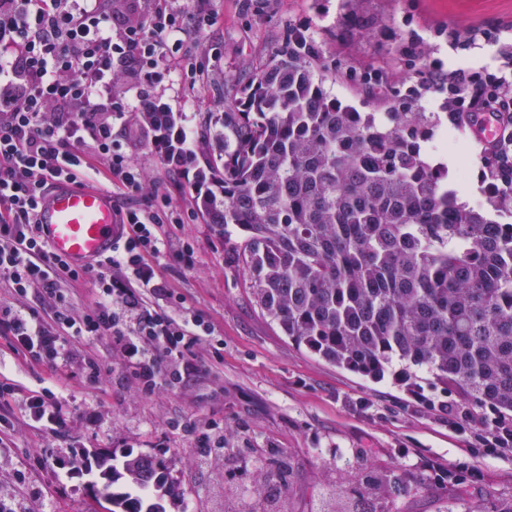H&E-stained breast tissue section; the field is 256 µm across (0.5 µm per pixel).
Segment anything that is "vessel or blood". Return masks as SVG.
I'll return each instance as SVG.
<instances>
[{
  "label": "vessel or blood",
  "instance_id": "obj_1",
  "mask_svg": "<svg viewBox=\"0 0 512 512\" xmlns=\"http://www.w3.org/2000/svg\"><path fill=\"white\" fill-rule=\"evenodd\" d=\"M39 233L72 267L111 255L124 232L110 192L72 182L56 183L38 211Z\"/></svg>",
  "mask_w": 512,
  "mask_h": 512
}]
</instances>
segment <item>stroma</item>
<instances>
[{
	"mask_svg": "<svg viewBox=\"0 0 512 512\" xmlns=\"http://www.w3.org/2000/svg\"><path fill=\"white\" fill-rule=\"evenodd\" d=\"M205 3L216 22L188 46L205 66L198 90L178 73L153 89V100L173 113L178 124L205 129L197 150H224V113L235 111L239 88L269 62L299 24H307L325 69L324 89L360 112H386L399 91L415 84L426 58L446 65L478 67L492 62L496 46L453 47L449 31L497 28L512 47V0H362L359 15L342 0H182L191 10ZM376 19L363 26L360 16ZM120 138L148 180L169 181L173 203L184 213L179 224L162 225L170 248L189 240L195 264L185 268L163 261V274L186 304L214 327L224 342V361L204 366L181 389L141 394L109 340L78 343L73 358L57 375L11 353L0 338V366L23 386H48L70 414L62 429L46 434L31 427L19 405H12L14 430L0 443V501L18 512H95L96 491L104 484L96 455L131 448L162 459L178 493L163 499L166 512H224V473L236 459L201 463L192 437L170 429L190 419L198 428L223 422L230 448H292L302 489L297 512H314L318 486L338 454L371 448L380 463L412 472L428 464L452 467L470 461L481 480L512 491V452L473 456L467 435L456 432L453 416L429 404V389L405 392L391 379L372 381L333 366L283 336L254 303L246 276L228 247L235 231L196 210L197 201L167 171L157 148L134 127ZM433 162L453 158L448 188L472 201L483 198L481 159L476 142L456 143L430 154ZM103 366L97 384L83 378L85 354ZM83 451L92 469L67 485L55 483L34 457L69 448Z\"/></svg>",
	"mask_w": 512,
	"mask_h": 512,
	"instance_id": "1",
	"label": "stroma"
}]
</instances>
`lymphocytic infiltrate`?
Listing matches in <instances>:
<instances>
[{
  "mask_svg": "<svg viewBox=\"0 0 512 512\" xmlns=\"http://www.w3.org/2000/svg\"><path fill=\"white\" fill-rule=\"evenodd\" d=\"M204 10L187 12L170 0H0V281L13 297L39 289L49 308L0 305V337L14 354L51 369L67 366L72 346L106 339L121 354L144 394L175 388L200 368L202 337L214 328L170 288L161 260L195 264L185 242L169 250L160 225L174 223L166 182L146 180L123 144L115 121L151 111L150 92L166 73L188 84L202 74L184 39L214 24ZM137 93L116 96V73ZM447 96L449 111L471 122L487 115L512 124V60L445 70L434 60L422 84ZM96 176L122 190L116 220L127 227L111 256L93 269L92 302L76 313L64 282L84 273L69 267L36 232L38 208L58 181ZM19 399L34 427L56 432L66 406L47 387L20 390L0 372V440L13 429L8 406Z\"/></svg>",
  "mask_w": 512,
  "mask_h": 512,
  "instance_id": "f902f5d3",
  "label": "lymphocytic infiltrate"
}]
</instances>
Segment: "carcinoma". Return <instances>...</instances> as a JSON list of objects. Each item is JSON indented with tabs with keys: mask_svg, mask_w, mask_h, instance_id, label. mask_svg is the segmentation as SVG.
<instances>
[{
	"mask_svg": "<svg viewBox=\"0 0 512 512\" xmlns=\"http://www.w3.org/2000/svg\"><path fill=\"white\" fill-rule=\"evenodd\" d=\"M288 41L224 113V155L187 161L213 190L198 197L213 224L243 234L236 261L263 316L311 354L379 380L421 370L455 394L512 421V175L482 165L479 206L448 190L426 144L439 117L413 107L357 112L329 96L314 51ZM168 146L176 121L153 112ZM267 469L248 512H295L293 452L255 457ZM108 512H164L152 498L174 489L162 465L131 451L97 460ZM124 491H109L118 483ZM438 485V512H512V492L482 486L461 462L414 472L375 463L371 448L336 456L317 512H393Z\"/></svg>",
	"mask_w": 512,
	"mask_h": 512,
	"instance_id": "cac0c4a2",
	"label": "carcinoma"
}]
</instances>
